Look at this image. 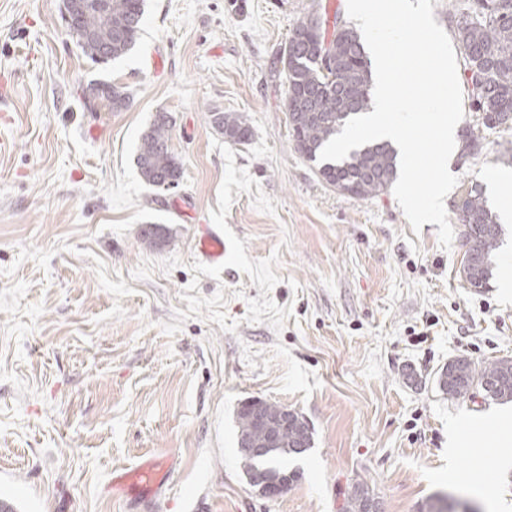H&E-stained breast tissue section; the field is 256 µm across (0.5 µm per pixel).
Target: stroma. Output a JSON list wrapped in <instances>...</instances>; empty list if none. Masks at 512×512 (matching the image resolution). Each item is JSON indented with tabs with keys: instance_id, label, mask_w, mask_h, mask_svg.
<instances>
[{
	"instance_id": "stroma-1",
	"label": "stroma",
	"mask_w": 512,
	"mask_h": 512,
	"mask_svg": "<svg viewBox=\"0 0 512 512\" xmlns=\"http://www.w3.org/2000/svg\"><path fill=\"white\" fill-rule=\"evenodd\" d=\"M62 0H0V497L19 512H139L103 495L113 470L174 459L154 512H342L366 483L381 512L461 493L512 512V402L451 400L450 360L512 359V223L487 290L461 273L435 224L413 232L393 193L363 200L323 183L294 147L281 63L296 23L347 0H145L139 39L85 57ZM97 82L125 110L90 105ZM173 120L177 187L136 166L156 113ZM216 112L246 115V143ZM478 151L459 182L512 169V129L465 110ZM158 224L166 241L139 236ZM224 229V264L196 227ZM258 398L301 414L312 446L278 498L253 488L237 410ZM486 425L502 459L464 446ZM89 93L113 112L124 110L130 104V94L124 87L116 84L98 83L89 88ZM110 93H112V99L109 97ZM195 248L204 261L210 264L224 263V233L215 224L198 225Z\"/></svg>"
}]
</instances>
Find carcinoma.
Instances as JSON below:
<instances>
[{"label":"carcinoma","instance_id":"cac0c4a2","mask_svg":"<svg viewBox=\"0 0 512 512\" xmlns=\"http://www.w3.org/2000/svg\"><path fill=\"white\" fill-rule=\"evenodd\" d=\"M112 23L94 13L75 20V30L91 35L76 38L82 53L94 63L106 64L128 53L141 30L145 0H111ZM336 12L325 27L311 29L301 20L288 37V53L282 57L287 84L286 110L296 150L318 167L320 179L341 194L370 199L386 193L398 177L397 153L392 143L376 140L353 149L340 161H319L324 145L352 117L365 113L370 104L371 62L361 36L336 35ZM456 31L461 48L463 73L478 70L485 75L483 89L471 100L487 129L512 126V0H474L457 11ZM331 54L332 67L323 69L318 59ZM89 93L118 112L130 104L122 86L98 83ZM213 123L231 142L251 136L248 119L241 113L215 112ZM171 119L158 112L140 137L136 164L150 186L169 189L178 185L181 168L170 149ZM458 223L464 226L462 247L474 263L462 262L468 287L485 291L493 277L492 256L498 249L502 226L489 207L483 187L471 186L453 205ZM439 387L448 398L466 399L480 389L496 401H512V362L494 360L476 363L457 358L439 375ZM307 424L288 428V447L275 450L264 462L272 472L295 482L298 472L288 469V457L309 447ZM372 497L365 483L355 486L343 512H363V501Z\"/></svg>","mask_w":512,"mask_h":512}]
</instances>
